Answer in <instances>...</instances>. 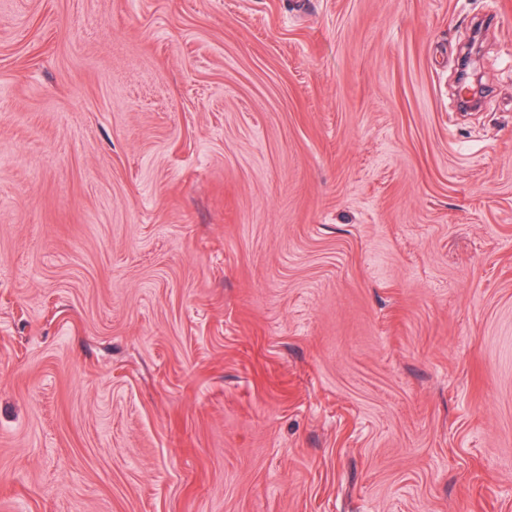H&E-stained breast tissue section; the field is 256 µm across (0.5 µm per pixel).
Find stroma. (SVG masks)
I'll list each match as a JSON object with an SVG mask.
<instances>
[{
  "label": "stroma",
  "mask_w": 512,
  "mask_h": 512,
  "mask_svg": "<svg viewBox=\"0 0 512 512\" xmlns=\"http://www.w3.org/2000/svg\"><path fill=\"white\" fill-rule=\"evenodd\" d=\"M0 512H512V0H0Z\"/></svg>",
  "instance_id": "stroma-1"
}]
</instances>
